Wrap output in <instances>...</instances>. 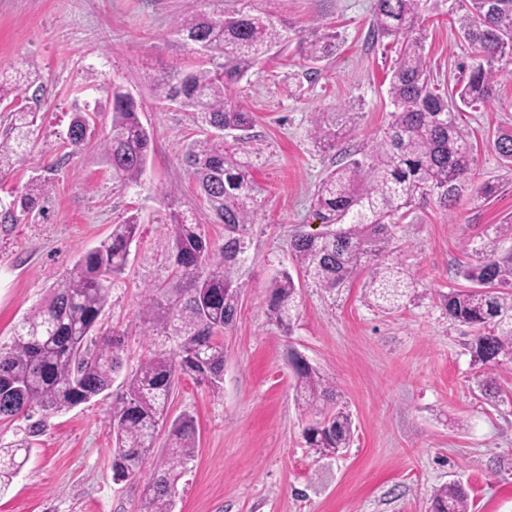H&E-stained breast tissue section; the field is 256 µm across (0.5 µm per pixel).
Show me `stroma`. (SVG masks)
I'll return each mask as SVG.
<instances>
[{"instance_id": "obj_1", "label": "stroma", "mask_w": 512, "mask_h": 512, "mask_svg": "<svg viewBox=\"0 0 512 512\" xmlns=\"http://www.w3.org/2000/svg\"><path fill=\"white\" fill-rule=\"evenodd\" d=\"M374 0H199L209 15L244 12L288 28L287 43L226 92L252 112L248 148L257 186L247 286L237 321L224 335V383L213 391L190 377L176 382L168 417L195 420L197 456L179 480L174 512H428L442 484L461 482L470 512H512V367L496 372L498 395L481 389L482 367L469 349L471 328L448 319L441 296L466 288L459 275L487 241L488 225L512 215V166L493 148L512 129V56L495 101L463 120L475 138L477 172L494 187L487 199L462 198L453 210L431 196L395 229V261L414 276L417 297L381 311L357 275L336 296L298 273L290 242L325 226L311 200L341 157L319 150L315 113L350 112L345 147L381 138L391 110L388 78L397 57L389 39H373ZM187 0H0V75L38 68L45 85L42 120L23 162L0 177V198L35 176L51 175L47 216L0 226V347L45 298L81 252L137 215L140 236L96 329L127 331L125 371L155 348L140 315L144 291L166 283L168 214H193L214 246L224 242L181 161L198 136L190 112L159 100V76L195 62L175 31ZM462 0H430L418 33L436 83L454 85L475 64L455 20ZM333 32L338 47L306 77L297 51L311 29ZM137 102L151 136L142 186L116 187L98 143L111 126L113 86ZM87 108L97 135L73 151L67 130L75 107ZM174 191L167 200L166 191ZM299 286V316L283 335L265 314L267 289L281 270ZM296 349L331 382L350 411L348 448L323 456L307 447L312 421L296 398L287 352ZM111 392L52 417L33 438L30 457L5 489L0 512H137L143 482L115 481L107 415Z\"/></svg>"}]
</instances>
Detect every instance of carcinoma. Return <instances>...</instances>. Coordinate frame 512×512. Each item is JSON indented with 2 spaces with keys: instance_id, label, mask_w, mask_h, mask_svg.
I'll return each instance as SVG.
<instances>
[{
  "instance_id": "1",
  "label": "carcinoma",
  "mask_w": 512,
  "mask_h": 512,
  "mask_svg": "<svg viewBox=\"0 0 512 512\" xmlns=\"http://www.w3.org/2000/svg\"><path fill=\"white\" fill-rule=\"evenodd\" d=\"M428 3L375 0L371 30L400 45L389 80L393 110L384 138L367 152L345 154L347 161L318 187L313 205L329 230L291 240L296 266L319 288L333 295L363 272L365 295L385 311L414 300L415 293L412 274L390 259L395 218L433 194L451 208L466 191L484 198L493 191L486 183H475L474 144L462 111L496 99L498 63L512 55V0H465L459 29L479 63L465 80L442 93L415 36ZM176 31L190 46L204 43L207 54L189 70L162 78L158 89L164 100L181 102L203 133L183 146V158L216 221L224 225L225 237L217 248L193 220L179 211L170 214L171 286L148 289L142 309L152 335L164 337L167 344L145 357L112 395V471L118 480L142 478L180 376L213 390L223 384V335L236 320L246 288L241 269L247 261L248 227L254 223L256 186L245 138L229 143L211 131L246 132L252 127V114L228 102L226 90L288 41L284 29L266 17H214L192 7L176 20ZM299 51L304 61L321 62L336 52V35L304 36ZM44 92L36 71L26 72L10 87L0 81V104L19 103L8 110V126L0 133V174L21 162L38 129ZM352 122L349 112H319L311 137L317 147L334 151L342 142L338 127ZM93 135L86 115L74 113L68 128L73 151ZM493 147L511 164L512 130L498 132ZM102 149L118 187L140 186L150 134L133 96L120 86L112 88V123ZM51 189L48 178H35L9 202L0 201V224L20 223ZM138 230L133 217L113 225L112 235L79 256L50 287L48 299L18 324L12 344L0 349V418L30 421L27 440L6 450L7 460L0 461V486L27 462L30 438L43 431L45 418L102 394L121 370L126 332L114 328L94 340L92 348L88 338L125 270ZM474 253L475 259L459 271L471 286L449 292L443 306L449 319L473 329V359L493 371L512 365V249L500 253L482 247ZM297 296L288 271L271 281L266 316L286 335L298 316ZM288 362L306 407L317 416L303 431L307 446L322 455L339 453L352 436L350 414L335 406L334 389L302 355L291 350ZM195 454V427L185 414L170 425L169 444L157 457L138 512H173L177 483ZM430 512H469L466 488L459 482L436 488Z\"/></svg>"
}]
</instances>
